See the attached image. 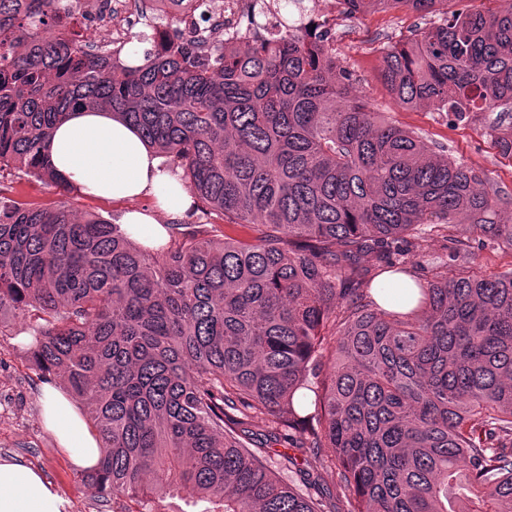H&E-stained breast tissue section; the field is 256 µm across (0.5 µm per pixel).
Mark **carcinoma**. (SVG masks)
Returning a JSON list of instances; mask_svg holds the SVG:
<instances>
[{"label":"carcinoma","instance_id":"cac0c4a2","mask_svg":"<svg viewBox=\"0 0 512 512\" xmlns=\"http://www.w3.org/2000/svg\"><path fill=\"white\" fill-rule=\"evenodd\" d=\"M339 2L424 19L379 59L397 105L452 124L512 113V0ZM53 8L0 0V171L68 191L45 160L50 131L107 107L206 212L248 228L168 224L149 249L96 214L0 196V329L20 318L35 367L89 411L102 458L86 480L114 499L183 493L203 512H512V267L472 273L458 231L512 249V196L351 95L327 29L272 46L245 32L204 54L177 36L130 65L122 46L87 52ZM485 134L512 160V116ZM425 234L449 259L425 258ZM366 255L394 274L426 267L413 307L378 304ZM256 418L301 453L309 493L250 447ZM325 451L350 492L338 505L313 497Z\"/></svg>","mask_w":512,"mask_h":512}]
</instances>
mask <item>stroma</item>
<instances>
[{
  "mask_svg": "<svg viewBox=\"0 0 512 512\" xmlns=\"http://www.w3.org/2000/svg\"><path fill=\"white\" fill-rule=\"evenodd\" d=\"M418 21V15L406 12L366 13L352 19L340 15L330 46L353 71L355 93L366 96L377 111L396 125L447 146L453 159L484 173L512 194V161L497 154L481 125H453L446 115L423 106L398 107L379 82V59L369 54V47L400 40ZM0 195L33 207L62 201L75 215L94 213L112 222L131 205L152 212L157 209L150 196L130 205L75 191L63 195L54 186L16 170L0 173ZM460 231L474 245L470 266L475 273L485 276L512 262V250L506 246L484 241L480 231L467 224L461 225ZM21 328V321L14 320L9 333L0 335V457H12L42 471L65 501L66 512H123L125 501L101 496L87 484L83 470L72 464L68 453L45 429L39 405L42 381L29 345L20 335Z\"/></svg>",
  "mask_w": 512,
  "mask_h": 512,
  "instance_id": "stroma-1",
  "label": "stroma"
}]
</instances>
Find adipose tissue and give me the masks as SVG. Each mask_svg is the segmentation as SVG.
Here are the masks:
<instances>
[{
	"label": "adipose tissue",
	"instance_id": "ef3b65f1",
	"mask_svg": "<svg viewBox=\"0 0 512 512\" xmlns=\"http://www.w3.org/2000/svg\"><path fill=\"white\" fill-rule=\"evenodd\" d=\"M47 161L54 172L80 193L114 201L154 196L159 211L173 216L193 205L190 192L167 158L138 131L108 109L70 113L56 125ZM122 230L144 245L157 246L166 231L156 213L123 212ZM41 414L47 431L76 467H97L101 450L69 396L56 383L41 389ZM64 501L38 470L16 459H0V512H63Z\"/></svg>",
	"mask_w": 512,
	"mask_h": 512
}]
</instances>
